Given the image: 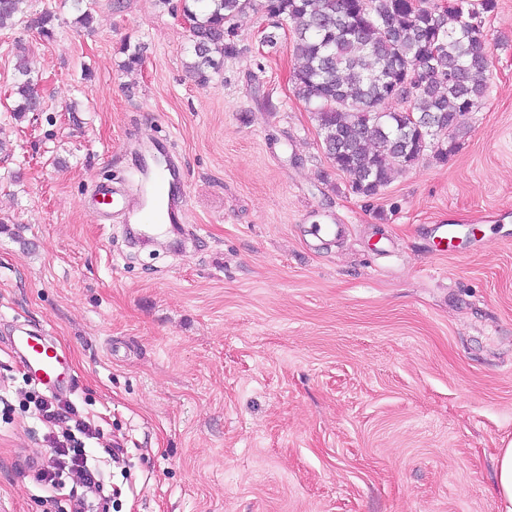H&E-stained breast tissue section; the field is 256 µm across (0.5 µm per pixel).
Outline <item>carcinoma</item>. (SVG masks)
I'll list each match as a JSON object with an SVG mask.
<instances>
[{
  "mask_svg": "<svg viewBox=\"0 0 512 512\" xmlns=\"http://www.w3.org/2000/svg\"><path fill=\"white\" fill-rule=\"evenodd\" d=\"M27 0H0V31L23 22ZM255 0H183L191 22L193 61L200 83L219 60L236 53L234 21ZM276 29L293 24L297 65L294 93L318 123L332 168L349 179L353 193L380 195L395 175L427 153L445 162L459 148V117L474 112L489 88V54L482 25L497 0H275ZM55 15L45 9L29 27L54 37ZM422 67L417 88H395ZM13 86L17 115L42 102L34 71L16 54Z\"/></svg>",
  "mask_w": 512,
  "mask_h": 512,
  "instance_id": "cac0c4a2",
  "label": "carcinoma"
}]
</instances>
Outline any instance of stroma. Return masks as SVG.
Segmentation results:
<instances>
[{
    "label": "stroma",
    "instance_id": "obj_1",
    "mask_svg": "<svg viewBox=\"0 0 512 512\" xmlns=\"http://www.w3.org/2000/svg\"><path fill=\"white\" fill-rule=\"evenodd\" d=\"M0 31V512H60L9 338L45 328L106 512H499L512 444V0L485 19L491 80L446 162L353 194L258 9L207 85L181 0H31ZM91 12L93 24L78 18ZM43 109L16 117V45ZM140 60L127 62V46ZM177 159L186 234L136 246L92 186ZM481 218L437 251L428 227ZM340 224L337 238L312 225ZM119 449L111 459V449ZM494 492L501 512H512V444L508 448L499 449Z\"/></svg>",
    "mask_w": 512,
    "mask_h": 512
}]
</instances>
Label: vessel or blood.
I'll return each mask as SVG.
<instances>
[{
  "mask_svg": "<svg viewBox=\"0 0 512 512\" xmlns=\"http://www.w3.org/2000/svg\"><path fill=\"white\" fill-rule=\"evenodd\" d=\"M159 200V228H177L185 218L186 200L183 193L172 188L166 177H159L157 184ZM92 198L94 209L100 221H109L113 204H120L129 217H136L146 211L144 195L130 196L109 183L98 184ZM11 347L26 364L32 381L46 392L58 394L68 390L69 384L61 370L57 352L49 346L47 331L27 325L15 326L11 336Z\"/></svg>",
  "mask_w": 512,
  "mask_h": 512,
  "instance_id": "b4317fda",
  "label": "vessel or blood"
}]
</instances>
